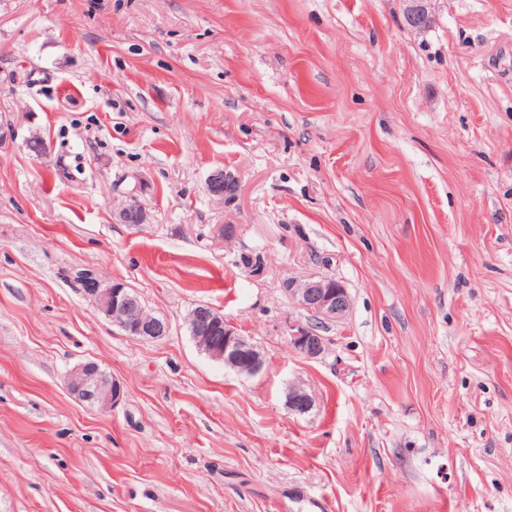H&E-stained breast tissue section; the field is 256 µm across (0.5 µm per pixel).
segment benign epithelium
<instances>
[{"instance_id":"benign-epithelium-1","label":"benign epithelium","mask_w":512,"mask_h":512,"mask_svg":"<svg viewBox=\"0 0 512 512\" xmlns=\"http://www.w3.org/2000/svg\"><path fill=\"white\" fill-rule=\"evenodd\" d=\"M404 18L413 30H426L434 23L432 0H403ZM240 189L239 179L224 170L214 171L208 178L207 190L216 197L233 200ZM122 224L141 225L147 221L142 202L134 195L126 196L117 212ZM83 296L98 311L117 324L127 335L146 341L164 338L170 332L169 322L150 313L139 296L121 281L104 283L97 274H80ZM285 291L299 308L310 313L319 323L340 322L350 309L347 289L337 280L309 277L290 280ZM189 330L196 345L209 357L246 375L258 374L264 358L257 346L237 331L226 328L224 336L217 335L224 316L209 305L199 304L187 318ZM291 346L308 359H317L327 347V338L315 328L299 324L291 329ZM68 390L75 399L91 407L107 409L121 396V386L92 361L74 368L68 378ZM313 406L312 396L299 384L288 388V408L304 414Z\"/></svg>"}]
</instances>
